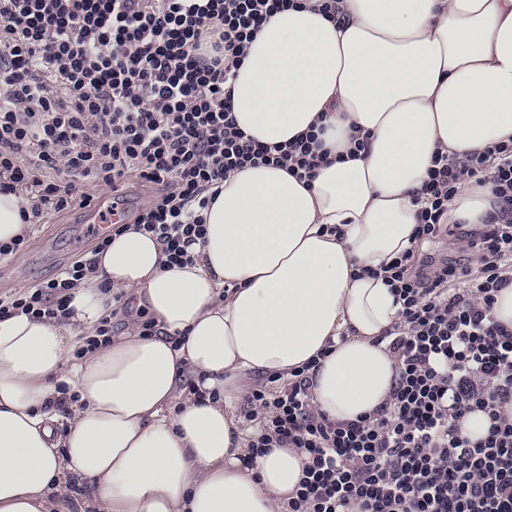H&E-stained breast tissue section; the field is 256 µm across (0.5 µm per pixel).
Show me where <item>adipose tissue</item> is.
<instances>
[{
	"mask_svg": "<svg viewBox=\"0 0 512 512\" xmlns=\"http://www.w3.org/2000/svg\"><path fill=\"white\" fill-rule=\"evenodd\" d=\"M337 25L311 5L272 16L231 84L249 137L285 144L315 123L325 148L371 136L365 157L227 177L204 210L193 264L163 268V247L127 230L72 291L67 318L0 317V512H281L304 456L273 448L245 468L235 416L246 377L287 380L316 361L318 412L336 421L388 397L397 319L376 271L412 246L414 195L436 152L462 159L512 140V0H343ZM469 184L452 224L492 212ZM137 297L159 332L130 326L75 357L112 294ZM207 390L173 402L186 378ZM68 414H60L57 402ZM87 485L68 500L69 483Z\"/></svg>",
	"mask_w": 512,
	"mask_h": 512,
	"instance_id": "1",
	"label": "adipose tissue"
}]
</instances>
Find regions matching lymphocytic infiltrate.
<instances>
[{"mask_svg": "<svg viewBox=\"0 0 512 512\" xmlns=\"http://www.w3.org/2000/svg\"><path fill=\"white\" fill-rule=\"evenodd\" d=\"M302 0H0V191L22 218L88 205L77 182L111 189L135 178L158 191L130 217L163 246L166 267L192 264L202 212L232 173L274 166L313 179L327 153L309 132L286 144L248 138L227 84L270 17ZM493 183L497 208L477 228L448 222L468 183ZM417 244L447 237L454 259L415 249L383 273L399 320L386 336L396 376L386 401L338 422L313 406L309 366L277 390L254 386L244 420L256 423L245 465L272 448L305 455L283 512H512V328L497 321L512 286V143L456 159L440 152L423 183ZM85 258L18 295L0 317L65 314ZM480 411L486 436L460 422Z\"/></svg>", "mask_w": 512, "mask_h": 512, "instance_id": "f902f5d3", "label": "lymphocytic infiltrate"}]
</instances>
